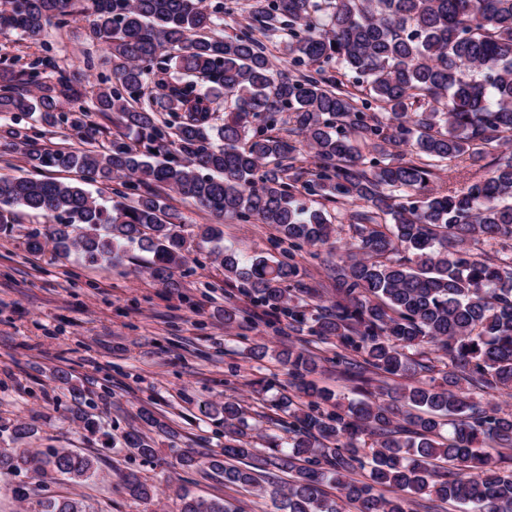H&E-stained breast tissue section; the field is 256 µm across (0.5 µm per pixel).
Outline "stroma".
<instances>
[{
  "label": "stroma",
  "instance_id": "stroma-1",
  "mask_svg": "<svg viewBox=\"0 0 512 512\" xmlns=\"http://www.w3.org/2000/svg\"><path fill=\"white\" fill-rule=\"evenodd\" d=\"M87 27L86 15L76 13L66 27L49 29L45 42L56 63L87 89L84 120L101 127L107 140L116 127L94 112L90 95L110 68L101 45L88 39ZM42 43L0 30V62L21 69L41 54ZM169 203L188 232L200 224L222 223L221 248L240 257L280 253L273 228L219 221L176 194ZM360 207L351 200L329 205V212L341 218L334 247L344 248L350 241L354 228L348 217ZM45 224L44 218L22 212L12 230L0 232V424L19 419L32 425L35 433L24 447L72 448L97 457V483H59L55 492L91 498L99 512H178L173 490L180 486L199 496L226 499L242 512H282L278 500L225 486L205 467V460L224 446V428L206 417L205 407L237 399L246 410L254 448H264L266 435H283L288 415L271 402L298 392L289 385L287 368L274 358H250L249 349L261 343L314 355L318 367L312 381L343 401L362 399L355 383L336 366L335 340L290 331L287 318L251 306L235 286L225 284L215 257L176 274V287L168 288L149 276L145 266L150 255L137 249L112 266L91 265L49 248L29 252L28 232ZM331 248L305 246L296 253L303 283L319 289L325 304L336 297L328 267ZM232 304L247 309L250 321L225 323L224 309ZM71 383L84 390V408L99 423L98 432L72 424ZM144 409L164 421L166 431L144 427ZM130 430L154 439L153 460L113 450L110 435ZM181 448L194 449L201 467L179 466ZM127 472L156 485L157 498L145 504L119 492L117 485Z\"/></svg>",
  "mask_w": 512,
  "mask_h": 512
}]
</instances>
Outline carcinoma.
Returning a JSON list of instances; mask_svg holds the SVG:
<instances>
[{
	"label": "carcinoma",
	"instance_id": "obj_1",
	"mask_svg": "<svg viewBox=\"0 0 512 512\" xmlns=\"http://www.w3.org/2000/svg\"><path fill=\"white\" fill-rule=\"evenodd\" d=\"M77 0H0V30L41 39L61 28ZM224 2L91 0L90 38L110 54L94 111L117 132L89 147L40 148L33 127L9 131L35 173L0 174V230L16 209L51 224L34 229L27 248L52 244L84 262H120L137 247L152 254L150 276L177 287L193 240L168 204L169 192L211 213L267 224L281 257L243 261L224 252V280L288 326L338 341L336 367L368 390L375 377L399 376L389 400L349 405L306 377L314 357L292 348L278 359L307 398L288 401V442L267 440L255 463L245 411L233 398L208 415L224 425V448L209 468L224 484L282 497L285 512H416L414 499L435 495L469 512H512V465L483 448L512 450V412L471 400L469 390L512 395V0H253L250 22L223 32ZM282 44L277 68L268 44ZM15 72L0 70V115L27 116L45 131L80 118L65 110L83 98L64 69L51 68L50 46ZM170 75L154 94L147 76ZM349 81H343L344 77ZM232 98L221 124L211 104ZM166 112L174 117L161 118ZM289 113L296 140L274 133ZM311 166L297 165L303 147ZM490 159L489 170L461 190L426 191L438 163ZM75 172L111 186L107 200L77 182L45 175ZM354 200L355 235L334 267L336 301L294 294L295 251L330 242L333 225L305 198ZM491 249L475 252L471 242ZM431 350L446 371L411 357ZM73 418L95 421L73 389ZM376 438L364 461L360 437ZM113 444L143 458L153 441L129 431ZM272 466L290 475L288 489L266 486ZM26 472L38 488L12 493L28 512H95L83 498L55 495L61 479H99L97 459L69 448H0V475ZM334 484L337 504L324 490ZM129 498L149 503L156 487L121 477ZM179 512H234L226 500L176 492Z\"/></svg>",
	"mask_w": 512,
	"mask_h": 512
}]
</instances>
